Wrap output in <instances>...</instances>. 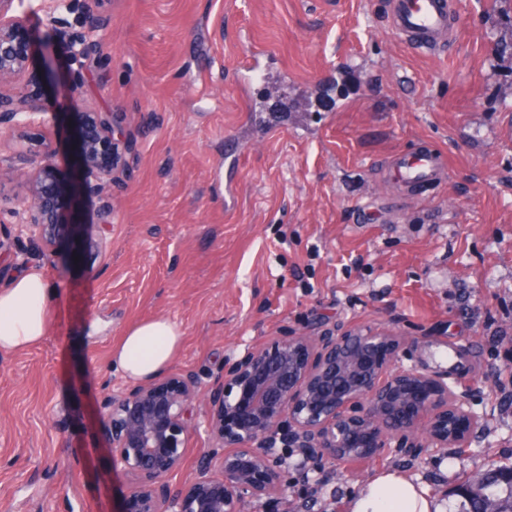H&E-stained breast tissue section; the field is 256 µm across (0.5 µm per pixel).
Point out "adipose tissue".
I'll return each mask as SVG.
<instances>
[{
	"mask_svg": "<svg viewBox=\"0 0 512 512\" xmlns=\"http://www.w3.org/2000/svg\"><path fill=\"white\" fill-rule=\"evenodd\" d=\"M54 290L37 271L23 273L0 290V352L39 344L47 333V307ZM183 332L167 318L144 320L125 329L113 346L110 363L127 379L156 377L175 359ZM349 512H441L427 492L396 471H383L363 486Z\"/></svg>",
	"mask_w": 512,
	"mask_h": 512,
	"instance_id": "adipose-tissue-1",
	"label": "adipose tissue"
}]
</instances>
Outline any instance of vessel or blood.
Masks as SVG:
<instances>
[{"label":"vessel or blood","mask_w":512,"mask_h":512,"mask_svg":"<svg viewBox=\"0 0 512 512\" xmlns=\"http://www.w3.org/2000/svg\"><path fill=\"white\" fill-rule=\"evenodd\" d=\"M385 8L389 27L413 48L436 51L451 43L457 24L455 0H387ZM265 56L262 50L249 56L243 66L245 76L240 81V93L248 104H255L254 86L263 83L265 96L288 105L290 120L283 123L274 113L253 112L249 115L250 130L270 136L284 128L298 131L311 126L312 114L305 100L292 94L287 77L267 82ZM388 167L394 182L408 189H433L446 175L442 154L429 146L399 151L392 156Z\"/></svg>","instance_id":"obj_1"}]
</instances>
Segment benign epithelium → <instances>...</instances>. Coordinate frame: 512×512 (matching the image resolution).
<instances>
[{
  "label": "benign epithelium",
  "mask_w": 512,
  "mask_h": 512,
  "mask_svg": "<svg viewBox=\"0 0 512 512\" xmlns=\"http://www.w3.org/2000/svg\"><path fill=\"white\" fill-rule=\"evenodd\" d=\"M15 0H0V81L22 73L33 42ZM99 21L88 16L83 31L64 37L69 58L85 62L99 43ZM0 112L22 123L35 121V101L0 95ZM78 146L84 180L112 179V166L93 160L99 143L114 144L108 112L88 114ZM54 189H38L14 209L16 237L42 245L55 263L66 244L77 255L80 213H63ZM401 340L378 326L326 329L316 336L284 332L247 351L224 369L222 385L202 393L192 371L172 372L108 395L100 422L113 468L129 479L124 512H241L246 498L280 490L288 455L298 452L319 468L326 460L350 462L426 436L435 448L466 438L474 417L454 395L448 372L397 364ZM206 397V430L216 445L202 452L198 478L176 487L169 477L182 465L188 436L198 427L194 408Z\"/></svg>",
  "instance_id": "benign-epithelium-1"
}]
</instances>
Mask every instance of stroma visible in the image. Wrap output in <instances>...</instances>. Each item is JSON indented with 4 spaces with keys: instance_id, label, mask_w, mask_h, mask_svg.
Here are the masks:
<instances>
[{
    "instance_id": "1",
    "label": "stroma",
    "mask_w": 512,
    "mask_h": 512,
    "mask_svg": "<svg viewBox=\"0 0 512 512\" xmlns=\"http://www.w3.org/2000/svg\"><path fill=\"white\" fill-rule=\"evenodd\" d=\"M353 0H74L46 27V0H18L36 42L0 94L36 100L41 123L0 118V289L41 272L55 290L37 346L0 354V512H122L98 413L128 381L110 364L134 323L183 331L174 371L202 390L225 365L284 331L379 325L403 339L401 364L452 370L479 424L464 447L423 437L319 471L290 458L283 487L242 512H347L377 473L396 469L458 512L452 491L512 466V7L457 0L444 53L408 47ZM102 23L100 51L77 65L58 37ZM274 52L315 92L317 130L256 138L221 173L224 140L247 109L238 63ZM110 112L119 161L110 182L79 185L83 235L107 251L71 267L17 238L11 209L31 199L54 154L71 182L84 113ZM425 142L445 157L434 190L381 182L395 152ZM232 179L235 200L224 202Z\"/></svg>"
}]
</instances>
